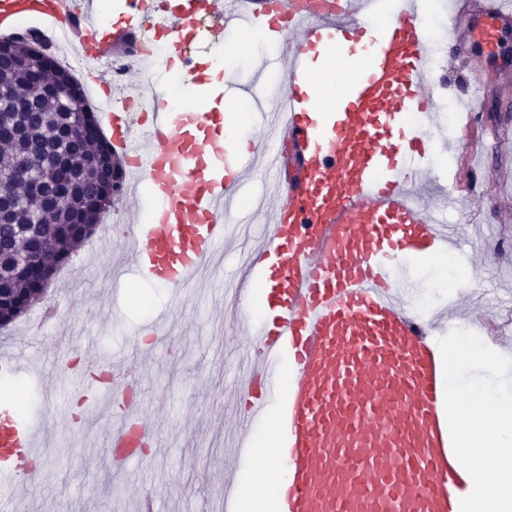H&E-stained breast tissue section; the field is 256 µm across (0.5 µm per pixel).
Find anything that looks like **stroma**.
Here are the masks:
<instances>
[{"label":"stroma","instance_id":"obj_1","mask_svg":"<svg viewBox=\"0 0 512 512\" xmlns=\"http://www.w3.org/2000/svg\"><path fill=\"white\" fill-rule=\"evenodd\" d=\"M251 32L247 24L233 32L241 44L235 80L247 88L236 94L235 108L245 113L240 131L250 139L257 132L252 113L269 111L284 79L283 72L261 71L277 47L249 43ZM487 61L448 48L433 83L440 110L426 130L448 148L430 160L431 180L422 193L464 240L447 265L414 267L425 284L422 298L438 338L458 327L512 318V307L503 300L512 294V252L498 253L485 243L490 236L512 235V141L491 134L496 126L512 128V30L501 34L491 60L500 72L486 98L496 101L497 109L481 112L476 124L484 132L476 143L479 171L465 165V131L448 125V108L465 91L470 71ZM471 179L478 181V193L467 198L463 192ZM254 219V225H238L232 248L221 249L222 274L178 292L143 278L131 265L113 277L123 234L97 227L76 252L71 270L56 274L44 299L0 328V348L36 350L23 372L1 371L0 384L22 388L26 423L54 446L23 481V495L38 512H140L146 497L154 512H211L224 481L226 446L217 430L232 399L246 340L225 290L256 286L244 257L258 240L264 212H255ZM160 315L168 320L170 335L146 360L130 361L127 370L162 441L138 460L117 464L107 447L115 418L101 402V365L85 355L66 358L56 335L68 328L93 339L99 351L129 353L148 342L145 327ZM73 379L82 385L77 399L67 389Z\"/></svg>","mask_w":512,"mask_h":512}]
</instances>
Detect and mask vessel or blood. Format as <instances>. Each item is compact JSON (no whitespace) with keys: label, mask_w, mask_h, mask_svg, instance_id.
Wrapping results in <instances>:
<instances>
[{"label":"vessel or blood","mask_w":512,"mask_h":512,"mask_svg":"<svg viewBox=\"0 0 512 512\" xmlns=\"http://www.w3.org/2000/svg\"><path fill=\"white\" fill-rule=\"evenodd\" d=\"M85 2L0 0V33L36 18L50 25L48 46L98 60L105 29L96 0ZM449 17V41L464 53L478 20L512 22V0H453ZM201 19L217 43L244 23L279 37L272 65L287 75L285 110L275 121L257 113V143L229 148L223 112L173 111L164 90L138 135L122 113L107 118L126 190L155 202L151 221L134 204L126 221L133 262L158 285L188 287L212 264L225 225L248 223L237 192L257 169L279 199L248 256L271 315L247 324L223 512H235L237 466L266 423L279 449L268 468L277 512H459L465 470L448 430L443 362L430 322L411 309L421 292L413 258L461 246L413 186L420 160L440 147L406 123L437 109L421 0H248L242 10L188 0L165 64L182 59L181 32ZM318 55L345 58L353 78L324 93L311 66ZM287 163L298 177L284 188L275 175ZM112 398L125 404L112 458L130 462L158 432L127 385ZM0 446L9 475L42 453L23 424L5 429Z\"/></svg>","instance_id":"vessel-or-blood-1"}]
</instances>
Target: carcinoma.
Here are the masks:
<instances>
[{"label": "carcinoma", "mask_w": 512, "mask_h": 512, "mask_svg": "<svg viewBox=\"0 0 512 512\" xmlns=\"http://www.w3.org/2000/svg\"><path fill=\"white\" fill-rule=\"evenodd\" d=\"M53 55L34 32L0 39V107L14 109L15 136L0 138V190L35 223L0 218V327L45 294L42 278L21 268L22 254L43 239L47 265L60 268L93 235L118 194L112 144L74 81H39Z\"/></svg>", "instance_id": "cac0c4a2"}]
</instances>
